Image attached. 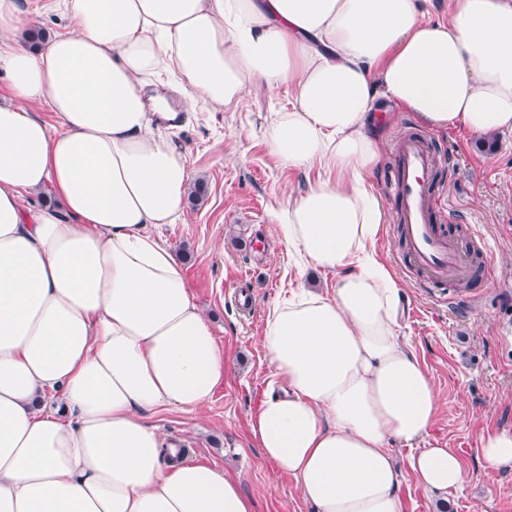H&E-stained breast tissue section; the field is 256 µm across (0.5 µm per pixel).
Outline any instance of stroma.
I'll use <instances>...</instances> for the list:
<instances>
[{
    "label": "stroma",
    "mask_w": 512,
    "mask_h": 512,
    "mask_svg": "<svg viewBox=\"0 0 512 512\" xmlns=\"http://www.w3.org/2000/svg\"><path fill=\"white\" fill-rule=\"evenodd\" d=\"M287 102V91L272 95L257 87L238 111L199 103L185 112L170 137L206 192L187 203L178 223L159 230L182 257L193 298L224 349V379L197 412L169 410L147 420L189 448L191 461L234 476L256 512H313L295 479L251 442L250 422L271 393L274 375L260 344L267 312L290 290L328 288L336 279L332 272L301 270L275 218L287 185L316 176L283 167L261 137L271 113ZM409 132L425 134L442 157L438 186L457 205L458 244L468 249L484 242V269L471 287L454 286L447 300L403 268L396 221L383 225L375 251L403 289V334L438 394L429 440L454 451L464 466L465 487L451 495L449 512H512V472L488 468L479 453L483 432L512 428V130L482 141L458 129H428L410 112L395 113L374 173L391 214L396 201L385 179L396 164L397 141ZM243 288L253 301L247 314L235 302ZM396 456L405 512H439V499L409 468L408 447H398Z\"/></svg>",
    "instance_id": "stroma-1"
}]
</instances>
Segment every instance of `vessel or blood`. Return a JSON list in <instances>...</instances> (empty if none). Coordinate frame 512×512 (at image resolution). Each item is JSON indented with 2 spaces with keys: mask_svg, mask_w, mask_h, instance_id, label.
I'll return each instance as SVG.
<instances>
[{
  "mask_svg": "<svg viewBox=\"0 0 512 512\" xmlns=\"http://www.w3.org/2000/svg\"><path fill=\"white\" fill-rule=\"evenodd\" d=\"M396 156L390 185L398 200L397 221L409 267L432 288L446 287L451 278L465 279L471 272L470 257L448 235L445 225L452 210L433 186L440 157L421 136L401 138Z\"/></svg>",
  "mask_w": 512,
  "mask_h": 512,
  "instance_id": "b4317fda",
  "label": "vessel or blood"
}]
</instances>
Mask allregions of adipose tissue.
Instances as JSON below:
<instances>
[{
    "mask_svg": "<svg viewBox=\"0 0 512 512\" xmlns=\"http://www.w3.org/2000/svg\"><path fill=\"white\" fill-rule=\"evenodd\" d=\"M66 2L67 32L34 47L33 16L0 0V512H255L236 478L173 462L145 420L199 410L224 379L183 262L154 233L191 179L145 94L164 71L227 112L250 87L287 89L265 142L288 169L322 171L277 218L336 284L267 313L278 391L250 423L256 448L314 512H404L398 444L426 491L461 490L457 454L426 442L439 400L374 249L378 108L474 138L512 130V0H455L445 23L421 0ZM45 185L55 204L27 205ZM479 450L512 471V429Z\"/></svg>",
    "mask_w": 512,
    "mask_h": 512,
    "instance_id": "adipose-tissue-1",
    "label": "adipose tissue"
}]
</instances>
